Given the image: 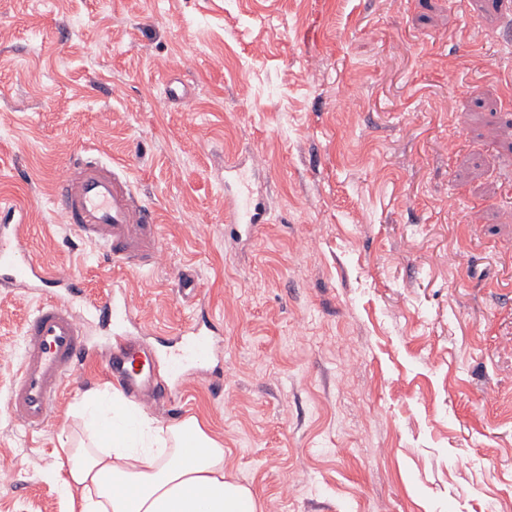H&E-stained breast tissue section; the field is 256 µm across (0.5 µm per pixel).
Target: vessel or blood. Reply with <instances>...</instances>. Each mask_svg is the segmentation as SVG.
Listing matches in <instances>:
<instances>
[{"instance_id":"obj_1","label":"vessel or blood","mask_w":512,"mask_h":512,"mask_svg":"<svg viewBox=\"0 0 512 512\" xmlns=\"http://www.w3.org/2000/svg\"><path fill=\"white\" fill-rule=\"evenodd\" d=\"M54 200L71 231L100 246L115 264L128 269L149 266L164 251L152 211L119 167L76 155L54 185ZM26 216L25 209H18L15 223L0 225V288H74L73 273L45 269L24 248ZM224 221L254 230L266 223L267 211L252 194L240 192L226 197ZM98 309L113 321L106 366L139 405L156 407L166 391L155 378L156 365L165 364L170 380L177 382L188 369L207 365L216 353L220 329L213 320L196 318L183 324L161 355L130 338L127 297H109L100 301ZM23 334L8 412L12 420L36 432L52 420L66 381L93 349L81 313L57 296L35 307Z\"/></svg>"}]
</instances>
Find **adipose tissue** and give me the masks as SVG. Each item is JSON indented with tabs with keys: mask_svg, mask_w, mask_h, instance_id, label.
I'll return each mask as SVG.
<instances>
[{
	"mask_svg": "<svg viewBox=\"0 0 512 512\" xmlns=\"http://www.w3.org/2000/svg\"><path fill=\"white\" fill-rule=\"evenodd\" d=\"M83 418L90 444L55 451L70 512H258L196 418L162 425L117 390L91 392Z\"/></svg>",
	"mask_w": 512,
	"mask_h": 512,
	"instance_id": "1",
	"label": "adipose tissue"
}]
</instances>
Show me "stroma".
<instances>
[{
    "label": "stroma",
    "instance_id": "obj_1",
    "mask_svg": "<svg viewBox=\"0 0 512 512\" xmlns=\"http://www.w3.org/2000/svg\"><path fill=\"white\" fill-rule=\"evenodd\" d=\"M512 0H0V210L151 345L224 327L196 417L259 512H512ZM351 89L349 107L339 101ZM127 168L167 260L113 267L51 203L70 157ZM245 160L268 221H224ZM195 291L182 297V274ZM42 295L0 290V512H68L54 454L91 360L32 433L5 398Z\"/></svg>",
    "mask_w": 512,
    "mask_h": 512
}]
</instances>
